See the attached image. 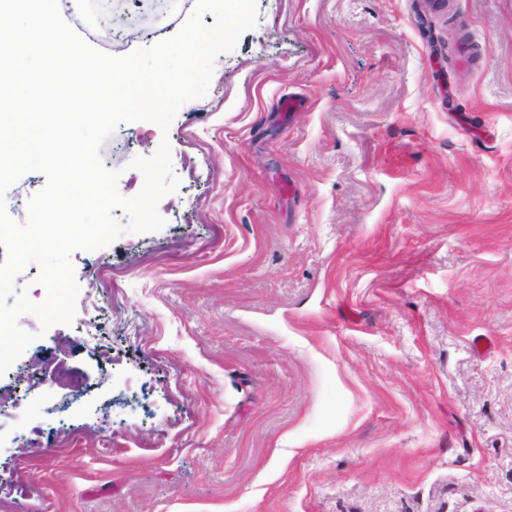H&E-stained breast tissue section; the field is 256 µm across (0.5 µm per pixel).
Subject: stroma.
Returning a JSON list of instances; mask_svg holds the SVG:
<instances>
[{
  "label": "stroma",
  "mask_w": 512,
  "mask_h": 512,
  "mask_svg": "<svg viewBox=\"0 0 512 512\" xmlns=\"http://www.w3.org/2000/svg\"><path fill=\"white\" fill-rule=\"evenodd\" d=\"M257 9L104 141L122 195L164 139L180 185L73 253L95 307L20 317L0 512H512V0ZM452 24L479 59L439 66Z\"/></svg>",
  "instance_id": "1"
}]
</instances>
